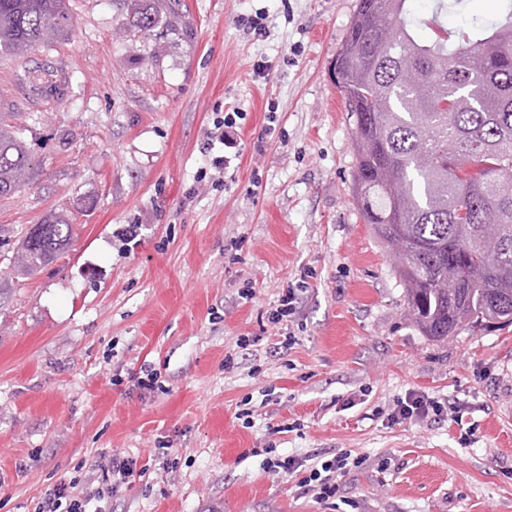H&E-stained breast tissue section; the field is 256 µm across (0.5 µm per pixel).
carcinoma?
Returning <instances> with one entry per match:
<instances>
[{"label": "carcinoma", "mask_w": 512, "mask_h": 512, "mask_svg": "<svg viewBox=\"0 0 512 512\" xmlns=\"http://www.w3.org/2000/svg\"><path fill=\"white\" fill-rule=\"evenodd\" d=\"M177 2L114 0L129 27L188 39ZM411 2L357 0L334 70L355 130L354 200L394 256L415 325L442 341L465 324L512 325V0H498L496 21L458 30L441 16L462 0H432L426 17ZM72 27L66 0H0V54L23 60L18 83L51 81L29 54ZM33 166L19 132L0 125V196L25 188ZM75 237L58 218L34 225L21 267Z\"/></svg>", "instance_id": "obj_1"}]
</instances>
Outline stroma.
I'll return each mask as SVG.
<instances>
[{
  "mask_svg": "<svg viewBox=\"0 0 512 512\" xmlns=\"http://www.w3.org/2000/svg\"><path fill=\"white\" fill-rule=\"evenodd\" d=\"M356 4L180 0L183 40L127 31L112 0H67L71 32L34 52L54 86L30 92L0 56V121L35 162L0 197V512H36L75 475L95 486L115 454L137 468L112 512H326L265 472L254 451L269 444L366 457L340 512H512V327L422 336L353 199L332 61ZM258 13L259 39L238 24ZM220 112L241 115L239 154L203 188ZM52 218L75 224L72 246L17 271L26 231ZM307 270L298 341L270 356L266 312ZM145 363L164 392L114 386ZM409 392L449 399L456 419L391 423Z\"/></svg>",
  "mask_w": 512,
  "mask_h": 512,
  "instance_id": "stroma-1",
  "label": "stroma"
}]
</instances>
